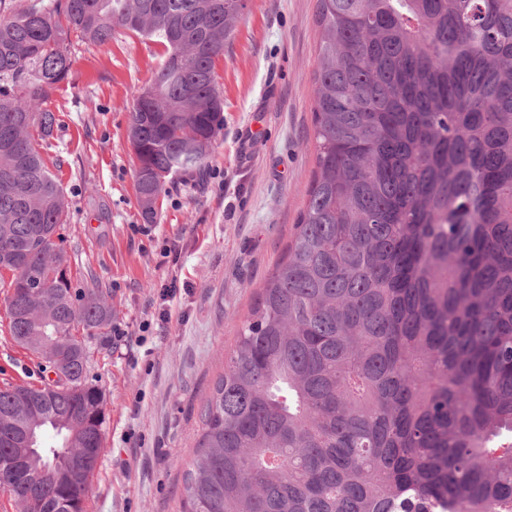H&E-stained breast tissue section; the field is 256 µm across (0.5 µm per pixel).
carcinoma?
Segmentation results:
<instances>
[{"label": "carcinoma", "mask_w": 512, "mask_h": 512, "mask_svg": "<svg viewBox=\"0 0 512 512\" xmlns=\"http://www.w3.org/2000/svg\"><path fill=\"white\" fill-rule=\"evenodd\" d=\"M243 9L0 0V243L25 258L0 272L14 341L42 356L54 336L61 361L51 384L0 388V463L40 436L36 503L0 471L19 512H84L59 450L106 451L87 371L112 304L53 265L66 202L41 152L70 38L162 48L128 117L151 222L224 128L215 62ZM317 23L306 205L202 408L181 512H512V0H318Z\"/></svg>", "instance_id": "obj_1"}]
</instances>
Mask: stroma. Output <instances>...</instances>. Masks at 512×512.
Wrapping results in <instances>:
<instances>
[{"instance_id":"35a3bbf8","label":"stroma","mask_w":512,"mask_h":512,"mask_svg":"<svg viewBox=\"0 0 512 512\" xmlns=\"http://www.w3.org/2000/svg\"><path fill=\"white\" fill-rule=\"evenodd\" d=\"M318 0H247L215 65L224 128L206 167L167 185L154 222L134 192L128 114L161 60L154 43L117 32L70 47L71 78L48 105L60 123L44 149L68 204L62 246L78 284L106 290L127 340L93 343L88 379L102 392L107 453L85 512H180L200 412L258 291L284 257L315 168ZM176 248L178 265L161 251ZM178 277L168 322L160 291ZM0 274V388L51 382L16 344ZM149 332H140L142 321Z\"/></svg>"}]
</instances>
